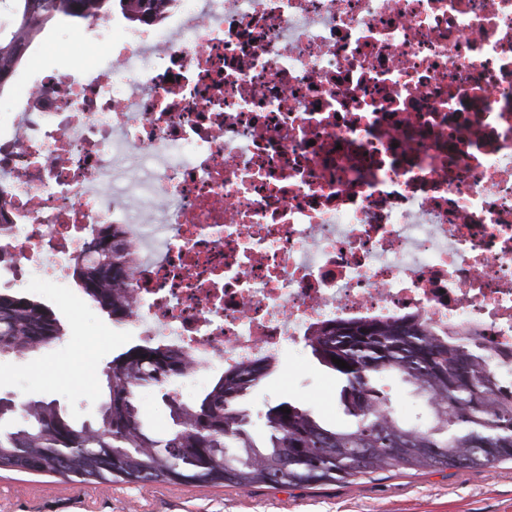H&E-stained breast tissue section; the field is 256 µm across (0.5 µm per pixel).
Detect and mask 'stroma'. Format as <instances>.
<instances>
[{
	"label": "stroma",
	"mask_w": 512,
	"mask_h": 512,
	"mask_svg": "<svg viewBox=\"0 0 512 512\" xmlns=\"http://www.w3.org/2000/svg\"><path fill=\"white\" fill-rule=\"evenodd\" d=\"M52 49L28 63L31 71H71L92 38L91 26L61 23L50 29ZM31 299L60 321L61 350L54 357L0 355V397L55 401L75 420L91 421L107 400L103 371L112 357L139 343L134 332H116L111 319L79 285L66 292L35 288ZM380 386L403 420L425 419L423 398L392 375ZM289 400L323 421L342 420L338 384L304 346L243 402L255 438L265 434L269 405ZM0 512H512V462L492 467L393 469L324 486L198 487L165 482L70 483L57 477L0 470Z\"/></svg>",
	"instance_id": "35a3bbf8"
}]
</instances>
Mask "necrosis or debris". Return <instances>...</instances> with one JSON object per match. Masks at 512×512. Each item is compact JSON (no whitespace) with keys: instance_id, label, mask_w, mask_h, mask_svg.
<instances>
[{"instance_id":"obj_1","label":"necrosis or debris","mask_w":512,"mask_h":512,"mask_svg":"<svg viewBox=\"0 0 512 512\" xmlns=\"http://www.w3.org/2000/svg\"><path fill=\"white\" fill-rule=\"evenodd\" d=\"M0 119V288L130 246L129 328L225 369L324 323L512 350V0H167Z\"/></svg>"}]
</instances>
